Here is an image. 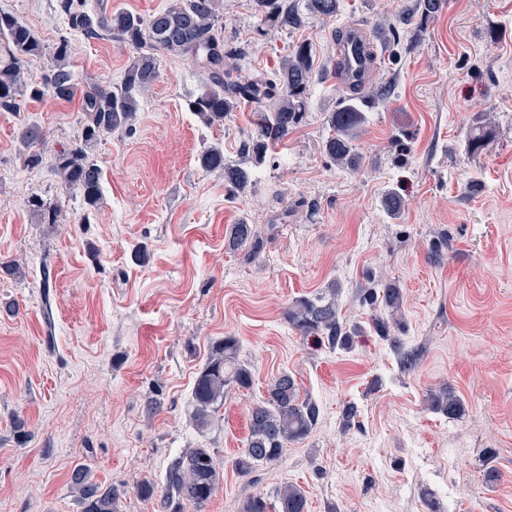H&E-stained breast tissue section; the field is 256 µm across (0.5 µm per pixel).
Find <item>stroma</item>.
I'll return each mask as SVG.
<instances>
[{
	"instance_id": "stroma-1",
	"label": "stroma",
	"mask_w": 512,
	"mask_h": 512,
	"mask_svg": "<svg viewBox=\"0 0 512 512\" xmlns=\"http://www.w3.org/2000/svg\"><path fill=\"white\" fill-rule=\"evenodd\" d=\"M59 4L0 0L44 47L28 82L49 79L63 41L79 87L121 81L135 49L70 30ZM415 11L416 0H342L334 18L265 29L254 0H224V41L247 53L241 76H274L302 40L315 61L304 120L249 162L239 196L198 157L215 144L239 162L251 108L204 126L189 103L208 76L188 58L160 56L133 130L102 138L104 203L87 224L51 164L31 170L19 157L25 124L52 150L69 147L79 102L0 110V512H81L70 485L79 464L122 490L120 512H162L138 485L163 483L167 465L200 445L224 475L205 512H241L287 482L308 512H512V0H444L422 26H404ZM355 28L373 38L375 72L393 91L370 105L361 163L345 169L322 141L347 93L334 33ZM484 113L490 133L474 155L468 137ZM391 190L404 201L395 217L381 205ZM35 194L62 204L60 223H38ZM241 223L269 236L251 260L225 244ZM14 263L16 277L4 271ZM371 276L404 291L396 341L378 336L360 300ZM332 283L341 319L359 328L345 349L284 318ZM227 336L254 383L230 389L203 432L192 389ZM401 348L417 351L413 371L401 369ZM283 371L318 405V423L278 462L241 475L247 410ZM443 387L463 405L455 417L426 402Z\"/></svg>"
}]
</instances>
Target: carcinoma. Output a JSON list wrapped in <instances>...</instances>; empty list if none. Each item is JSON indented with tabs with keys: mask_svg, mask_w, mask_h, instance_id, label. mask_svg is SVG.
Masks as SVG:
<instances>
[{
	"mask_svg": "<svg viewBox=\"0 0 512 512\" xmlns=\"http://www.w3.org/2000/svg\"><path fill=\"white\" fill-rule=\"evenodd\" d=\"M73 2H62L70 29L86 34L105 31L138 51L121 83L79 90L70 69L68 43L63 41L55 49L49 81L42 87L28 84L26 66L42 55L43 46L28 26L15 16L0 12V48L5 53V60L0 62V109L15 112L25 97L38 99L46 93L58 100H81L82 133L70 148L47 155L44 133L35 124L20 128L19 140L24 146V165L36 167L45 160L52 162L60 182L79 195L86 218L103 204L102 170L94 158L96 148L102 136L127 130L135 122L143 94L158 78L156 53L159 51L191 57L208 73L209 83L190 102L191 110L205 126L222 124L228 113L243 103L253 105L255 135L242 148L250 159H262L268 148L284 141L305 116L314 75L312 46L306 41L296 43L282 60L275 77L244 78L233 63L243 52L226 45L219 31V0H174L166 10L146 18L127 11L89 12L73 6ZM254 2L269 28H296L302 24V14L288 0ZM339 9V0H306V10L313 16L333 18ZM390 94L391 86L386 82L367 92L360 89L326 114L329 133L323 151L329 160L350 168L359 166L357 141L367 122L369 99H385ZM489 123V115H482L470 135V151L475 153L483 147ZM199 162L207 170L222 172L224 185L232 192L242 193L249 186L248 170L240 163L227 161L224 151L217 146L205 148ZM29 205L42 224H58L63 217L59 204L39 195L33 196ZM227 245L231 250L244 248L255 256L263 249L264 240L252 225L235 224ZM337 293L338 288L333 284L313 297L296 300L286 311L288 325L303 337L325 338L331 346L347 347L357 328H349L340 320ZM360 299L371 309H382L394 319L403 302V291L394 281L373 278L361 289ZM375 324L382 336L390 338L401 367L413 369L418 357L416 351L401 347L390 335L391 328L383 316H376ZM252 384V368L238 360L236 340L224 337L213 346L208 362L195 380L193 417L198 427L205 430L211 426L228 389L248 390ZM428 402L433 409L449 416L461 411L460 400L446 388L430 392ZM319 415L314 402L300 398L292 375L282 372L271 378L266 397L248 411L249 434L237 461L239 471L248 474L260 465L278 461L288 444L302 442L310 435ZM220 482V472L210 449L189 448L167 467L163 489L144 480L138 486V493L144 499L161 496L160 506L165 512H185L188 504L194 512H204ZM70 483L79 491L82 512H119L121 491L93 482L85 466L74 467ZM273 499L271 503L261 493L252 495L245 500L242 512H306L305 493L296 485L279 486Z\"/></svg>",
	"mask_w": 512,
	"mask_h": 512,
	"instance_id": "cac0c4a2",
	"label": "carcinoma"
}]
</instances>
